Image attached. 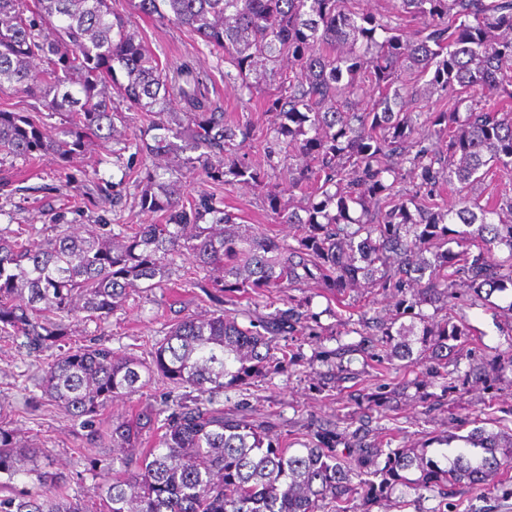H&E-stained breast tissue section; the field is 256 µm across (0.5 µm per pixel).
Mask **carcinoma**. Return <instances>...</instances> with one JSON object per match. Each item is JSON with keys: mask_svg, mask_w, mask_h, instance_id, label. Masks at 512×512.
Segmentation results:
<instances>
[{"mask_svg": "<svg viewBox=\"0 0 512 512\" xmlns=\"http://www.w3.org/2000/svg\"><path fill=\"white\" fill-rule=\"evenodd\" d=\"M130 6L200 36L224 58L226 79L260 94L268 123L257 135L227 120L199 72L162 66L110 0H0V96L31 98L61 119L49 130L40 112L0 109V161L64 162L110 139L122 177L93 172L97 191L112 211L131 198L144 216L72 232L58 215L56 233L37 243L0 230V335L30 355L57 348L42 399L79 425L87 449L112 446L110 458L86 456L112 479L87 487L49 470L51 451L0 421V512H90L86 499L99 512H357L400 488L485 494L512 470V436L477 429L451 450L446 440L386 450L355 439L340 451L336 429L323 428L294 448L271 436L272 422L243 405L228 413L217 397L288 371L300 357L290 341L322 330L306 296L260 311L278 288H322L339 309L360 278L376 296H397L394 317L374 325L385 374V361L413 360L416 345L448 367L467 332L422 306L460 298L454 282L468 283L472 305L512 297V195L483 204L473 193L489 176L512 178V0H395L416 22L410 32L359 0ZM434 94L440 105L429 108ZM253 141L254 162L242 153ZM191 178L204 185L195 195ZM235 183L257 190L291 239L242 229L218 195ZM186 254L194 264L178 265ZM176 273L212 310L168 308L150 360L72 341L75 326L106 323ZM352 350L319 359L334 368ZM156 377L183 393L103 425L113 401ZM33 473L39 490L3 493ZM72 482L83 498L69 495Z\"/></svg>", "mask_w": 512, "mask_h": 512, "instance_id": "1", "label": "carcinoma"}]
</instances>
